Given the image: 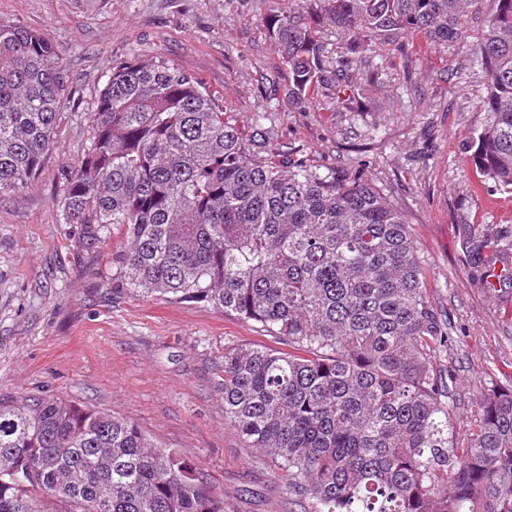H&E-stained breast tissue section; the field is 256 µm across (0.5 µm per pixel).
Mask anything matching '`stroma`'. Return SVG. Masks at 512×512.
Instances as JSON below:
<instances>
[{"instance_id": "stroma-1", "label": "stroma", "mask_w": 512, "mask_h": 512, "mask_svg": "<svg viewBox=\"0 0 512 512\" xmlns=\"http://www.w3.org/2000/svg\"><path fill=\"white\" fill-rule=\"evenodd\" d=\"M288 0H0V20L47 34L63 54L70 95L53 159L31 188L0 199V394L64 396L108 408L177 449L235 512H308L272 461L224 423L215 370L229 346L275 342L258 325L201 303H173L112 283V242L87 244L64 223L66 167L92 140L113 64L153 56L198 78L269 148L315 164L361 166L403 211L451 331L439 360L464 432L489 382L512 385V282L484 285L465 257L463 224L512 226V192H471L461 143L476 126L452 79L462 49L408 41L376 59L386 95L337 112L325 95L288 101V69L268 18ZM415 68L423 96L407 88Z\"/></svg>"}]
</instances>
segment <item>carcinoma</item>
<instances>
[{
    "label": "carcinoma",
    "instance_id": "1",
    "mask_svg": "<svg viewBox=\"0 0 512 512\" xmlns=\"http://www.w3.org/2000/svg\"><path fill=\"white\" fill-rule=\"evenodd\" d=\"M268 26L288 99L329 94L351 112L382 82L377 44L399 52L468 38L474 0H291ZM477 29L483 79L463 140L480 184L512 189V0ZM347 36L329 54L319 29ZM62 53L45 33L0 21V199L50 161L67 100ZM89 241L121 236L112 282L171 302L206 303L288 349L224 348V422L271 458L310 512H512V386L473 402L466 440L438 355L448 321L428 293L410 226L364 171L257 152L191 74L135 55L112 67L90 147L62 197ZM471 268L508 263L512 227L462 225ZM0 512H234L189 461L133 421L75 400L0 396Z\"/></svg>",
    "mask_w": 512,
    "mask_h": 512
}]
</instances>
